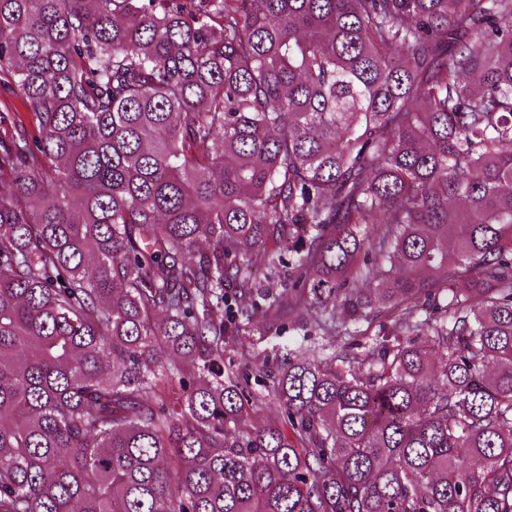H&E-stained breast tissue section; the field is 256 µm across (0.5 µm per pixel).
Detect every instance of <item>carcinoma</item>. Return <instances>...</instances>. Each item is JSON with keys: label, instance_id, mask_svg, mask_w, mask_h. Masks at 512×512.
Instances as JSON below:
<instances>
[{"label": "carcinoma", "instance_id": "cac0c4a2", "mask_svg": "<svg viewBox=\"0 0 512 512\" xmlns=\"http://www.w3.org/2000/svg\"><path fill=\"white\" fill-rule=\"evenodd\" d=\"M1 74L0 512H512V0H0ZM280 266L395 315L255 423ZM1 112H19L30 130L36 128V119L33 111L17 94L16 88L11 84V80L6 74L0 76V113Z\"/></svg>", "mask_w": 512, "mask_h": 512}]
</instances>
